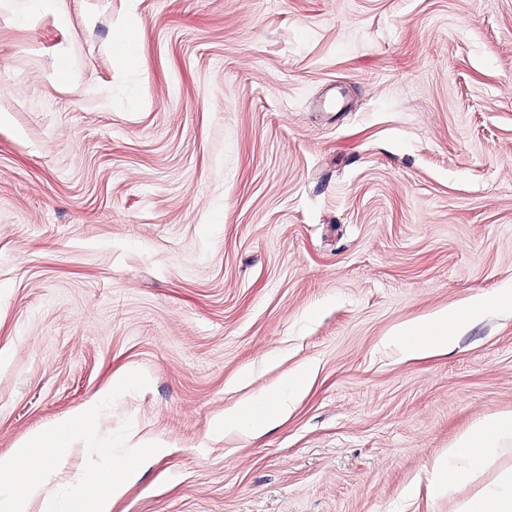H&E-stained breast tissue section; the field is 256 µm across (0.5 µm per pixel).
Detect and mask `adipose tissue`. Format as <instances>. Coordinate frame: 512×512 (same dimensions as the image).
Instances as JSON below:
<instances>
[{"instance_id": "obj_1", "label": "adipose tissue", "mask_w": 512, "mask_h": 512, "mask_svg": "<svg viewBox=\"0 0 512 512\" xmlns=\"http://www.w3.org/2000/svg\"><path fill=\"white\" fill-rule=\"evenodd\" d=\"M492 305V299L487 296H471L461 309L443 310L408 324L388 336L387 341L405 356L413 358L447 352L453 347L461 328L483 317ZM308 375V370H301L288 386L273 388L261 398L226 412L215 422L214 431L254 433L272 421L286 417L297 390L304 385ZM510 452L512 413H506L474 426L463 436L447 459L434 467L428 489L437 495L448 487L466 484ZM458 512H512V466L500 469L476 495L461 503Z\"/></svg>"}]
</instances>
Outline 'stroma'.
Listing matches in <instances>:
<instances>
[{"mask_svg":"<svg viewBox=\"0 0 512 512\" xmlns=\"http://www.w3.org/2000/svg\"><path fill=\"white\" fill-rule=\"evenodd\" d=\"M507 286L512 0H0V456L141 371L114 512H456L492 471L404 490L512 412V306L383 341ZM496 303L485 295L469 297L459 310H443L422 321L410 323L388 336L387 342L405 356L427 358L436 353H448L461 328L478 320ZM308 376V369H303L287 387L273 388L261 398L225 412L224 418L215 422L214 431L255 433L266 428L272 421L288 416L294 396Z\"/></svg>","mask_w":512,"mask_h":512,"instance_id":"35a3bbf8","label":"stroma"}]
</instances>
